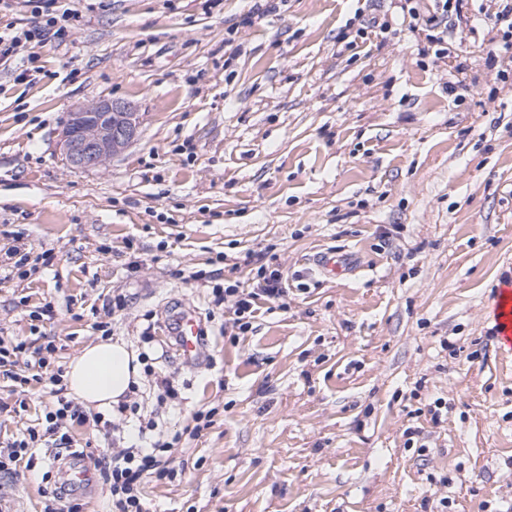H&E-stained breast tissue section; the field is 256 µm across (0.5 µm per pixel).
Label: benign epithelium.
I'll return each instance as SVG.
<instances>
[{
  "instance_id": "7a95c632",
  "label": "benign epithelium",
  "mask_w": 512,
  "mask_h": 512,
  "mask_svg": "<svg viewBox=\"0 0 512 512\" xmlns=\"http://www.w3.org/2000/svg\"><path fill=\"white\" fill-rule=\"evenodd\" d=\"M140 117L129 102L98 99L69 112L61 133L62 156L73 169L105 166L136 139Z\"/></svg>"
}]
</instances>
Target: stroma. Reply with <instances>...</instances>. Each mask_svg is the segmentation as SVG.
<instances>
[{"instance_id":"35a3bbf8","label":"stroma","mask_w":512,"mask_h":512,"mask_svg":"<svg viewBox=\"0 0 512 512\" xmlns=\"http://www.w3.org/2000/svg\"><path fill=\"white\" fill-rule=\"evenodd\" d=\"M403 4L64 0L69 37L0 66V249L52 256L0 281V337L31 339L48 303L54 368L107 320L173 379L160 421L182 439L148 512H512V352L491 318L512 281V60L489 57L484 26L423 55ZM100 98L133 104L138 136L70 168L59 134ZM330 248L350 274L315 272ZM255 253L286 294L243 332L211 289L255 283ZM182 303L208 330L195 365L163 334ZM51 388L0 378V443L37 426ZM199 410L214 417L193 440ZM110 418L114 436L74 427L77 449L137 442L136 418ZM44 471L0 478V512H40Z\"/></svg>"}]
</instances>
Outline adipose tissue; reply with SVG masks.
<instances>
[{"mask_svg":"<svg viewBox=\"0 0 512 512\" xmlns=\"http://www.w3.org/2000/svg\"><path fill=\"white\" fill-rule=\"evenodd\" d=\"M141 365L122 341L102 339L84 347L65 373L69 391L85 405L114 409L138 383Z\"/></svg>","mask_w":512,"mask_h":512,"instance_id":"ef3b65f1","label":"adipose tissue"}]
</instances>
